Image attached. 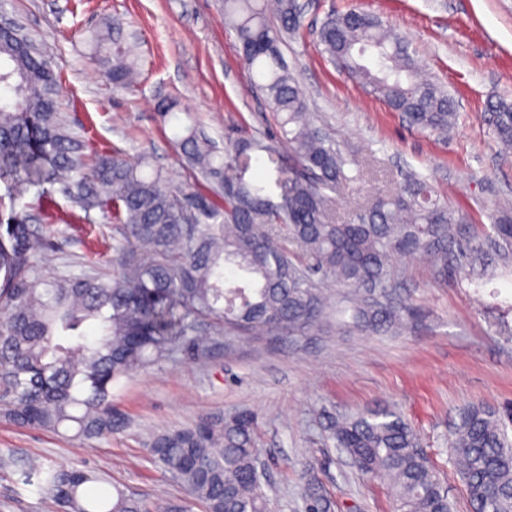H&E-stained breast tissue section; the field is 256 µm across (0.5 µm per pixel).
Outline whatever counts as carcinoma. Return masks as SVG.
I'll return each mask as SVG.
<instances>
[{
  "label": "carcinoma",
  "mask_w": 512,
  "mask_h": 512,
  "mask_svg": "<svg viewBox=\"0 0 512 512\" xmlns=\"http://www.w3.org/2000/svg\"><path fill=\"white\" fill-rule=\"evenodd\" d=\"M297 0H224L253 84L277 117L292 164L274 185L249 180L252 154H275L265 139H227L220 149L195 122L178 126L174 146L191 182L175 185L149 156L94 150L61 111L50 56L17 28L0 33V418L19 427L112 433V384L178 353L209 361L217 336H307L336 328L398 332L417 310L390 291L396 255L427 256L446 283L481 251L462 237L465 219L412 175L336 222L334 193L352 180L354 161L315 123L281 45L295 35ZM94 61L116 90L134 87L138 38L114 19L94 34ZM321 53L422 132L442 133L456 108L427 78L407 40L371 12L330 14L317 33ZM162 118L180 103L162 98ZM496 140L512 149V103L489 104ZM35 190L34 202L26 201ZM61 195L121 225L112 272L83 260L81 271L45 274L37 257L49 241L25 216ZM512 252V216L491 225ZM336 284V309L323 285ZM257 416L213 414L152 437L150 452L203 512H273L258 470ZM329 430L357 469L388 482L393 512H452L448 491L414 427L395 409L367 408L331 419ZM512 408L471 405L448 440L471 512H512ZM38 492L58 512H188L181 500L153 501L85 470L27 465ZM306 512H331L319 483L305 484Z\"/></svg>",
  "instance_id": "obj_1"
}]
</instances>
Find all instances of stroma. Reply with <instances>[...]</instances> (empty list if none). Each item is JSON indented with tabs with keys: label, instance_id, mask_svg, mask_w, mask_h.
<instances>
[{
	"label": "stroma",
	"instance_id": "1",
	"mask_svg": "<svg viewBox=\"0 0 512 512\" xmlns=\"http://www.w3.org/2000/svg\"><path fill=\"white\" fill-rule=\"evenodd\" d=\"M298 36L283 45L315 113L337 148L359 162L353 182L336 194L344 222L375 195L396 191L405 172L424 177L450 208L469 215L465 236H482L512 207V157H503L488 123V100L512 101V0H299ZM5 10L42 40L61 71L59 99L72 124L96 148L150 154L176 182L185 174L157 102L173 97L216 142L236 134L273 140L275 118L252 86L221 0H5ZM360 8L401 32L431 77L458 105L445 133L411 129L401 114L366 93L320 53L326 16ZM122 17L140 36L143 73L116 91L92 61L89 37ZM54 244L40 262L54 270L93 258L112 267L119 229L87 223L56 197L35 211ZM483 286L460 275L442 286L423 260L394 259L400 298L420 312L399 335L358 331L299 339L243 336L216 341L207 365L179 353L112 387L118 426L90 439L24 429L0 419V453L15 466L0 470V512H56L24 484L21 463L102 471L101 492L120 486L150 496L185 498L181 484L148 450L160 430L215 412L258 417L257 455L278 512H302L301 473L311 470L336 512H391L386 483L362 478L330 439L329 417L363 407H395L419 432L444 480L454 512H469L464 485L449 462L447 439L458 410L512 406V264L489 256Z\"/></svg>",
	"mask_w": 512,
	"mask_h": 512
}]
</instances>
